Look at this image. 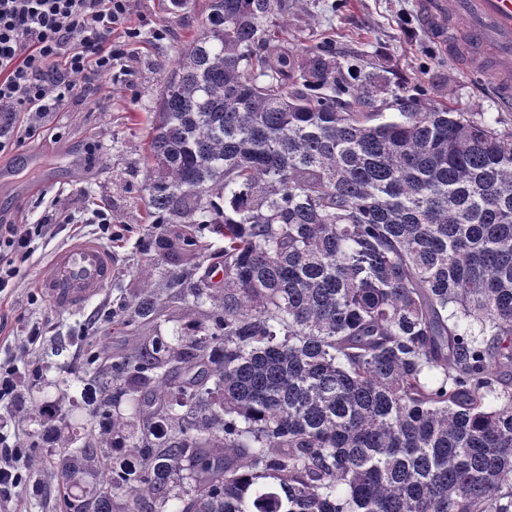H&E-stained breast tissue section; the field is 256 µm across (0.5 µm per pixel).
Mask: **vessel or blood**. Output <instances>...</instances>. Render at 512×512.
I'll list each match as a JSON object with an SVG mask.
<instances>
[{"instance_id": "vessel-or-blood-1", "label": "vessel or blood", "mask_w": 512, "mask_h": 512, "mask_svg": "<svg viewBox=\"0 0 512 512\" xmlns=\"http://www.w3.org/2000/svg\"><path fill=\"white\" fill-rule=\"evenodd\" d=\"M423 18L459 26L474 54L471 77L492 76V91L512 107V0H423ZM112 277V254L102 243L81 239L58 250L38 288L51 305L78 309L96 297Z\"/></svg>"}]
</instances>
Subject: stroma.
I'll list each match as a JSON object with an SVG mask.
<instances>
[{
    "instance_id": "stroma-1",
    "label": "stroma",
    "mask_w": 512,
    "mask_h": 512,
    "mask_svg": "<svg viewBox=\"0 0 512 512\" xmlns=\"http://www.w3.org/2000/svg\"><path fill=\"white\" fill-rule=\"evenodd\" d=\"M418 0H301L288 25L287 39L295 44H323L339 61L361 72L385 78L384 95L425 91L428 98L456 105L467 112L499 117L502 129L512 130V110L504 109L488 87L476 84L462 63L449 56L448 44L436 40L423 25ZM131 24L140 31L125 59L116 64L112 81L103 83L99 103L80 104L38 122L32 133H19L0 161L19 164L26 155H41L56 166L65 153L78 149L82 168L34 195L0 186V218L16 224H47L34 241V254L21 266L12 297L0 301L8 321L0 334V363L12 366L21 394L15 408L0 409V432L41 430L37 414L40 391L48 389L60 409L55 428L72 431L93 423V407L79 385L87 337L107 343L113 355L124 354L131 334L123 322L122 306L138 294L144 282L160 288L166 312L156 335L173 339L189 323L202 322L206 307L187 309L165 286L174 267L158 259L160 240L176 239L179 224L152 223L148 208L145 143L151 109L161 80L179 51L206 21L205 0H132ZM112 215L118 241L112 252V281L86 306L60 311L37 284L46 273L53 251L72 241L105 240L94 210ZM106 241V240H105ZM39 324L43 341L27 349L25 326ZM68 379V387L48 388L49 380ZM65 488L50 474L40 481L22 479L13 501L14 512H60Z\"/></svg>"
}]
</instances>
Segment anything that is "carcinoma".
Instances as JSON below:
<instances>
[{"mask_svg":"<svg viewBox=\"0 0 512 512\" xmlns=\"http://www.w3.org/2000/svg\"><path fill=\"white\" fill-rule=\"evenodd\" d=\"M300 2L208 0L155 95L148 206L224 287L178 291L210 310L174 343L88 344L70 512H512V133L289 46ZM161 317L145 285L124 322Z\"/></svg>","mask_w":512,"mask_h":512,"instance_id":"1","label":"carcinoma"}]
</instances>
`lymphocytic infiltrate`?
Listing matches in <instances>:
<instances>
[{
	"mask_svg": "<svg viewBox=\"0 0 512 512\" xmlns=\"http://www.w3.org/2000/svg\"><path fill=\"white\" fill-rule=\"evenodd\" d=\"M138 31L130 0H0V152L12 145L17 113L69 111L96 101ZM38 224H0V294L15 289ZM24 454L0 435V506L21 482Z\"/></svg>",
	"mask_w": 512,
	"mask_h": 512,
	"instance_id": "f902f5d3",
	"label": "lymphocytic infiltrate"
}]
</instances>
